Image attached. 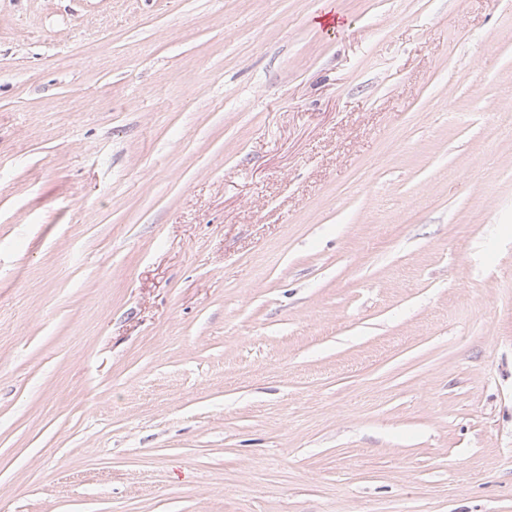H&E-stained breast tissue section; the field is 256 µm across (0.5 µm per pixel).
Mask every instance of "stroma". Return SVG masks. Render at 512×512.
<instances>
[{
    "mask_svg": "<svg viewBox=\"0 0 512 512\" xmlns=\"http://www.w3.org/2000/svg\"><path fill=\"white\" fill-rule=\"evenodd\" d=\"M0 512H512V0H0Z\"/></svg>",
    "mask_w": 512,
    "mask_h": 512,
    "instance_id": "stroma-1",
    "label": "stroma"
}]
</instances>
